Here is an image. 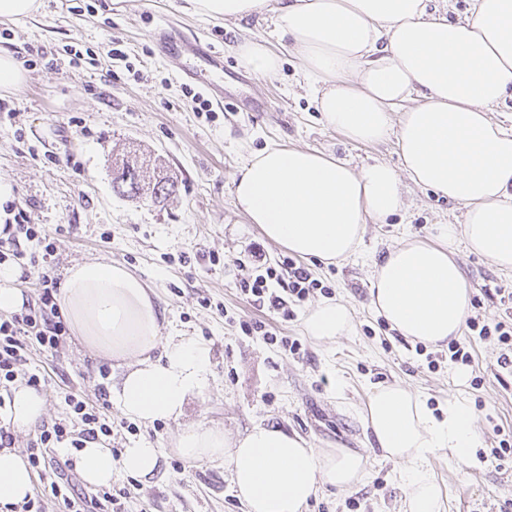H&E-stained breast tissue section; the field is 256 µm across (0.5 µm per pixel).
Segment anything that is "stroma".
Instances as JSON below:
<instances>
[{"instance_id": "35a3bbf8", "label": "stroma", "mask_w": 512, "mask_h": 512, "mask_svg": "<svg viewBox=\"0 0 512 512\" xmlns=\"http://www.w3.org/2000/svg\"><path fill=\"white\" fill-rule=\"evenodd\" d=\"M40 2L34 16L0 20V49L13 52L26 74L24 83L0 95V178L12 184L14 200L30 205L33 222L50 230L52 277L87 259L122 263L153 288L166 316L162 335L192 336L211 348L209 386L189 399L181 422L146 426L106 407L112 447L147 441L162 451L152 481L115 480V487L132 492L129 512H245L225 463L189 464L173 450L182 422L219 426L232 436L271 425L316 448L357 451L368 460L364 482L351 491H319L304 512H403L399 468L382 455L360 417L370 392L393 382L427 398L435 410L454 396L477 413L483 438L478 467L449 464L442 450L428 460L447 495L446 512H512V463L500 467L488 459L501 439L512 437V373L497 364V339L474 343L475 364L463 368L441 349L399 336L369 304L373 261L402 237H430L433 225L461 217L463 207L406 185L403 209L388 223L368 225L354 257L308 264L353 311L347 336L317 344L305 336L303 321L321 293L295 306L287 322L241 294L252 248L273 264L288 253L236 209L234 179L272 143L325 151L358 166L378 159L396 167L395 142L354 144L327 128L293 58L273 78L246 71L232 47L245 38H269L268 17L201 18L187 0ZM162 21L221 50L225 85L245 86L270 111L245 112L228 98L216 106L214 119L197 112L179 62L157 55L152 34ZM129 151L162 164L176 179L175 194L152 201L114 191V160ZM18 251L25 275L16 286L26 301L37 302L43 245L23 239ZM456 259L471 290L472 315L489 323L511 315L512 303L500 293L512 292V273L462 246ZM245 321L264 322L277 341L245 335ZM284 336L300 340V355L281 345ZM25 369L46 374L49 423L66 417V394L97 404L100 385L116 375L109 361L93 357L70 335L53 352L30 345ZM478 375L483 382L476 386Z\"/></svg>"}]
</instances>
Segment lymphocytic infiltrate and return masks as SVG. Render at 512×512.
I'll use <instances>...</instances> for the list:
<instances>
[{
	"instance_id": "f902f5d3",
	"label": "lymphocytic infiltrate",
	"mask_w": 512,
	"mask_h": 512,
	"mask_svg": "<svg viewBox=\"0 0 512 512\" xmlns=\"http://www.w3.org/2000/svg\"><path fill=\"white\" fill-rule=\"evenodd\" d=\"M16 210L14 223L0 227V261L6 259L8 251L21 237L44 241L46 256H53L55 245L50 241L49 230L32 222L27 205L17 204ZM320 286V281L306 268L288 259L277 267L258 262L253 274L241 281L240 291L253 305L288 321L294 316V306L305 301ZM56 293V280L50 275H41L38 306L25 307L11 318L0 319V389L8 388L20 377L27 385L40 387L41 374L30 373L23 377L19 371L26 361L25 351L29 343H37L42 350L52 352L57 350L67 333L56 303ZM466 324L468 336L448 345L452 362L472 364L473 338L494 337L503 347L498 358L499 366L512 368V325L504 321L491 325L476 317L468 318ZM66 403L70 419L40 425L28 448L30 466L39 476H50V491L61 500L64 512H125L126 489L104 488L89 495L78 489L72 473L80 448L88 442L111 437V421L99 407L77 396H67Z\"/></svg>"
}]
</instances>
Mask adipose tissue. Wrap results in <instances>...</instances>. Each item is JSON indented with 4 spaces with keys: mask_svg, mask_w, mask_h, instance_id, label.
<instances>
[{
    "mask_svg": "<svg viewBox=\"0 0 512 512\" xmlns=\"http://www.w3.org/2000/svg\"><path fill=\"white\" fill-rule=\"evenodd\" d=\"M433 0H188L192 13L245 20L270 13L279 49L245 39L234 51L246 70L275 77L292 55L325 124L348 140L376 144L395 137L401 170L383 162L354 168L321 152L273 144L253 155L234 180V200L270 242L305 260L334 264L353 255L367 223L385 221L403 205L412 182L460 203L464 221L441 224L431 241L404 240L374 262L370 304L401 336L441 347L461 336L471 294L453 253L458 244L498 270L512 272V129L492 120L512 97V0H471L457 21ZM76 339L121 367L110 399L146 424L178 420L192 396L209 385L211 351L190 336H161L163 312L151 290L110 260L71 265L56 294ZM353 327L350 307L319 303L303 329L333 344ZM4 411L26 433L47 413L45 397L13 384ZM385 456L399 464L404 512H445L447 497L428 464L438 450L450 462L474 465L481 434L466 400L452 398L435 416L401 384L376 389L363 413ZM175 450L187 462L223 460L247 512H304L319 490L347 491L367 475L365 456L348 448L316 449L295 433L255 426L230 438L222 428L182 424ZM161 451L143 443L113 453L87 443L77 466L88 485L121 475L147 480ZM25 455L0 449V505L31 495Z\"/></svg>",
    "mask_w": 512,
    "mask_h": 512,
    "instance_id": "1",
    "label": "adipose tissue"
}]
</instances>
